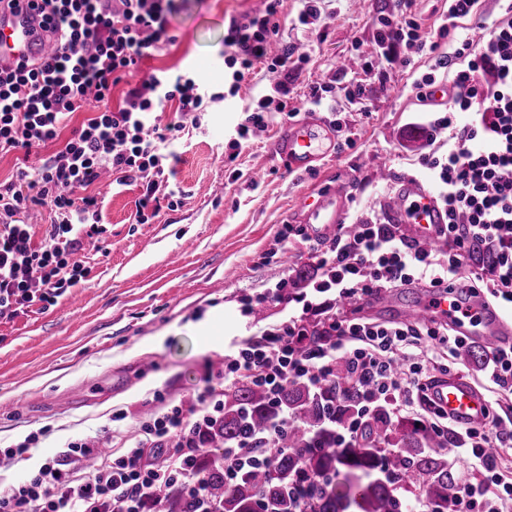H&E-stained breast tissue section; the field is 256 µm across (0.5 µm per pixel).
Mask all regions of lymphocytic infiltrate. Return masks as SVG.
<instances>
[{
    "mask_svg": "<svg viewBox=\"0 0 512 512\" xmlns=\"http://www.w3.org/2000/svg\"><path fill=\"white\" fill-rule=\"evenodd\" d=\"M280 2L268 0L264 10L231 17L224 34L229 95L238 94L255 64L274 76L269 93L237 127V153L264 127L265 113L287 111L291 76L307 60L290 44L268 53L280 30ZM450 2L432 36L421 30L415 0H397L394 12L377 14L376 51L363 65L379 76L429 51L436 68L455 72L447 112L424 122L429 140L447 132L448 149L420 159L448 210L441 247L406 242L395 225L369 217L328 244L312 245V294L291 296L282 280L260 298L264 304L299 303L298 311L225 353L215 381L142 422L120 457L75 440L66 455L46 458L21 483L0 486V512H148L153 491L169 481L182 485L195 512H215L200 469L202 434L223 414L225 389L257 385L274 412L266 433L225 446L224 477L231 480L244 471H271L282 454V436L293 424L281 403L289 381L315 389L340 374L359 392L355 414L336 424L341 444L358 440L379 410L414 419L456 441L448 458L449 468L460 473L456 512H512V480L501 476L512 459V406L492 402L483 422L459 424L427 394L431 367L463 348L465 337L434 322L351 318L340 306L421 281L443 291L451 285L471 294L486 289L494 304L512 312V0L478 39L463 22L477 15L479 0ZM41 3L40 25L59 36V46L38 67L21 62L0 70V153H28L53 142L59 148L39 164L20 163L14 178L0 183V319L86 277L71 257L85 239L103 232L97 199L88 193L101 170H112L117 184L140 186L138 223L154 218L161 203L178 206L170 187L180 160L178 140L186 121H198L205 109L206 93L196 79L164 69L128 88L119 106L111 104L114 86L176 43L170 28L174 0ZM173 101L179 118L163 122L157 110ZM83 109L89 117L61 139L64 122ZM40 204L50 208V227L37 243L25 214ZM480 247L491 261L477 256ZM69 455L96 458L84 480L71 478Z\"/></svg>",
    "mask_w": 512,
    "mask_h": 512,
    "instance_id": "obj_1",
    "label": "lymphocytic infiltrate"
}]
</instances>
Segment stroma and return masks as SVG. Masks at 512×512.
Here are the masks:
<instances>
[{
	"label": "stroma",
	"instance_id": "stroma-1",
	"mask_svg": "<svg viewBox=\"0 0 512 512\" xmlns=\"http://www.w3.org/2000/svg\"><path fill=\"white\" fill-rule=\"evenodd\" d=\"M392 0H325L319 27L297 21L300 0H283L278 39L305 51L309 59L294 75L289 108L304 113L314 83L331 86L320 115L341 124L350 145L312 171H292L273 142L287 126L270 112L267 125L236 161L229 144L246 108L255 106L268 84L256 64L237 96L224 78V30L230 17L263 9V0H176L170 19L178 40L112 90L120 101L126 86L140 84L155 69L194 74L208 94H221L201 115L200 126L181 133V161L172 186L180 203L161 207L148 223L136 221L138 186L113 184L103 173L92 193L104 232L86 241L77 256L85 280L48 302L0 320V483L18 484L45 458L66 451L78 439L108 437L120 456L141 422L204 385L219 369L225 347L284 319L286 304L264 306L262 317L242 314L245 298L256 296L310 267L304 237L279 253L277 239L313 193L352 181V214H381L388 194L381 172L427 176L418 162L423 148L403 139L425 97L417 84L428 74L452 82L435 69L432 55L369 79L363 59L375 52L374 15ZM344 66H337V59ZM368 86L366 104L350 99L349 82ZM419 288H401L385 308L352 302L349 316L391 322L416 302ZM23 455L5 453L26 443Z\"/></svg>",
	"mask_w": 512,
	"mask_h": 512
}]
</instances>
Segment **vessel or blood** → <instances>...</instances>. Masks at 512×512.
I'll return each mask as SVG.
<instances>
[{
	"instance_id": "obj_1",
	"label": "vessel or blood",
	"mask_w": 512,
	"mask_h": 512,
	"mask_svg": "<svg viewBox=\"0 0 512 512\" xmlns=\"http://www.w3.org/2000/svg\"><path fill=\"white\" fill-rule=\"evenodd\" d=\"M38 23V17L23 6L0 13V68L11 69L21 60L37 63L47 56L52 41ZM337 147L336 126L312 111L288 124L274 143L276 154L296 171L316 168L318 163L334 156ZM353 195V184L349 181L339 183L335 190L319 193L302 214V223L314 236L332 235L347 224ZM384 219L397 225L407 240L434 246L448 222V211L425 179L405 175L391 184ZM402 315L408 321L442 320L459 335L484 336L498 345L512 344V317L480 300L459 308L451 295L440 292L403 310ZM435 394L450 417L463 423L482 420L486 402L468 380H439Z\"/></svg>"
}]
</instances>
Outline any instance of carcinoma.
Wrapping results in <instances>:
<instances>
[{
	"instance_id": "1",
	"label": "carcinoma",
	"mask_w": 512,
	"mask_h": 512,
	"mask_svg": "<svg viewBox=\"0 0 512 512\" xmlns=\"http://www.w3.org/2000/svg\"><path fill=\"white\" fill-rule=\"evenodd\" d=\"M335 404L338 418L349 417L358 408V393L342 376L318 389L290 382L282 393V405L295 419L286 438L288 452L268 474L244 473L226 481L220 448L244 435L265 432L273 414L267 395L255 385L224 390V416L206 440L211 451L204 470L211 499L224 512H257L261 498L273 512H295L297 500L290 489L307 473L328 479L305 503L307 512H401L406 493L428 500L435 512H455L456 478L448 472L446 456L437 451L440 443L434 432L380 410L361 439L340 448L330 420ZM155 508L190 512L182 490L172 483L157 488Z\"/></svg>"
}]
</instances>
